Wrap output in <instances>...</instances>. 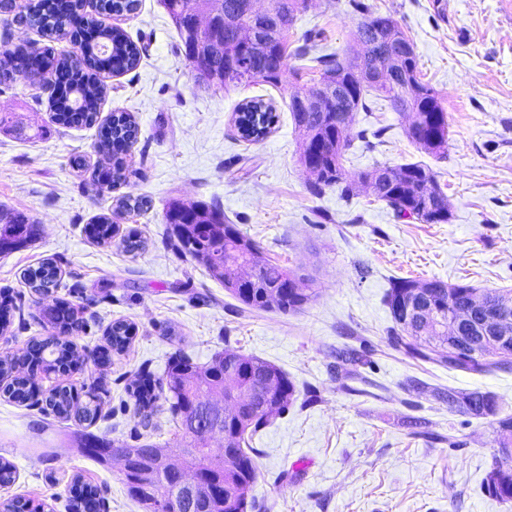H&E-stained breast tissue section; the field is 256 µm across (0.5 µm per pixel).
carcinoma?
I'll return each instance as SVG.
<instances>
[{"instance_id": "1", "label": "carcinoma", "mask_w": 512, "mask_h": 512, "mask_svg": "<svg viewBox=\"0 0 512 512\" xmlns=\"http://www.w3.org/2000/svg\"><path fill=\"white\" fill-rule=\"evenodd\" d=\"M243 0H224V14L231 23L224 28V44L209 52L204 60L208 73L219 80L202 87L226 90L259 82L279 88L288 83V45L286 34L297 16L306 9V0H273V13L263 17L245 12ZM181 40L179 48L185 57L193 52L194 34L191 19L213 9L215 0H160ZM351 12L360 16L352 40L343 54H312L313 46L298 48V55L310 57L319 78L303 92L291 96L289 111L300 135L299 160H304L308 146L319 150L318 169L310 172L309 191L314 196L325 189L338 187L345 198L353 195L358 182L374 183L378 200L403 217L426 224H445L450 219L448 204L433 171L420 163L400 166L376 165L358 173L343 165L352 147L351 126L356 112L367 110V97L374 94L387 100L397 112H410L416 120L407 131L418 149L437 154L448 148V122L436 93L419 77V63L414 46L387 16L376 14L365 0H348ZM83 0H28L23 11H16L14 0H0V26L9 36L13 24L36 30L48 41L67 32L73 39L87 34L90 42L79 43V50L58 53L49 44L38 49V57L26 47L6 48L0 58V89L14 84H52L66 87L68 95L48 99V107L56 124L64 127H97L100 146L111 153L107 166V186L115 189L127 183L132 171L125 165L124 155L137 141L138 126L126 112H117L100 120V101L104 86L99 78L105 61L112 69L129 71L137 67L141 49L127 34L108 23L112 16L134 13L139 0H96L94 12L83 14ZM388 73V83L375 81L374 75ZM314 100L306 111L299 97ZM273 109L260 100L242 104L236 117L241 137L257 141L265 137L277 123ZM167 239L176 252L207 268L211 276L224 283V288L252 310L277 309L283 313L302 310L313 299L302 297L290 287L294 269L273 265L264 249L246 237L236 225L224 218V209L215 203L198 201L187 205L170 200L163 214ZM37 235V224L21 212L0 210V254L8 255L26 247ZM60 269L45 262L28 269L24 284L38 294L57 287ZM420 282L408 278L391 281L386 304L399 331L394 340L411 357L439 363L450 369L489 372L509 363L511 345L506 352H496L480 342V326L469 327L466 350L477 352L451 356L434 347L418 334V326L408 330L401 324L396 309L397 297ZM428 285L440 289L435 296V315L444 319L470 309L477 289L469 284H447L432 280ZM47 323L58 330L30 341L26 352L17 357L0 359V393L14 402H25L34 396L38 375L67 371L75 360V347L69 336L82 333L87 323L68 302L59 301L47 312ZM133 327L115 321L106 330L105 344L96 348L94 357L101 364L111 361L112 354L123 353L129 346ZM337 366L370 363L364 352L344 349L336 353ZM261 388L266 391L262 402L242 403L224 410L215 403L238 392ZM137 411L148 418L159 400L169 404L177 423L185 463L204 477L209 491L193 496L178 485L177 477L168 472L161 458L163 449L149 440L133 443L110 440L88 430L98 418L102 398L91 389L79 396L71 388L55 387L45 398V409L62 420L74 419L76 428L70 436L83 454L101 465L110 464L119 455L127 462L122 471L130 497L144 512H247L253 507L249 491L257 478L255 449L242 445L274 417L288 412L297 399L298 390L288 376L275 365L237 352H224L206 365L176 352L162 377L154 380L141 375L128 388ZM451 406L467 414L497 415V402L488 393H461L448 390ZM220 425L231 451L223 454L210 448V429ZM512 460V442L499 441L498 456L488 474L487 491L495 498L512 501V470L505 463ZM73 512H100L102 489L76 478L71 486Z\"/></svg>"}]
</instances>
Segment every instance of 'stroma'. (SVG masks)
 <instances>
[{
	"mask_svg": "<svg viewBox=\"0 0 512 512\" xmlns=\"http://www.w3.org/2000/svg\"><path fill=\"white\" fill-rule=\"evenodd\" d=\"M413 43L421 78L437 93L448 120V149L439 156L407 138L408 115L369 99L357 112L349 171L418 162L433 170L447 202L445 224L397 217L371 190L344 198L308 191L300 139L288 103L314 77L298 58L299 38L317 50L344 51L359 23L345 0H309L287 36L288 63L298 70L281 88L258 83L229 91L200 88L178 49L179 37L159 0H140L112 17L145 51L139 66L104 76L102 115L128 112L139 127L125 160L134 176L122 193L145 198L146 210L112 215L114 195L92 172L101 166L93 128L51 121L43 90L17 84L0 93V116L29 138L0 132V207L40 226L29 247L0 255V301L8 326L0 357L20 355L41 333L45 312L68 301L89 323L74 343L94 349L107 327L134 328L127 352L109 366L85 360L63 379L107 393L92 432L123 441L139 435L179 457L165 405L149 422L134 412L127 388L138 374L162 375L175 351L206 364L224 350L281 368L298 399L254 438L258 478L250 495L259 512H512L486 489L498 449L496 419L512 416V364L490 373L463 372L409 357L389 342L394 325L385 297L392 279L466 282L481 291H512V0H368ZM260 99L278 122L263 140L242 139L239 106ZM82 158L76 167L74 158ZM220 202L225 216L260 243L270 263L310 274L314 299L301 311H249L201 265L167 244L163 209L170 199ZM111 214L119 233L107 244L91 236L96 216ZM145 243L128 252L122 237ZM57 263L52 294L30 292L28 267ZM343 348L368 350L370 365L336 368ZM491 393L497 416L449 406L447 390ZM43 404L0 397V459L16 480L0 487V504L20 496L45 512H72L74 476L105 487L102 512H142L122 482L120 463L102 467L69 438L71 422L44 415ZM457 447H449V439Z\"/></svg>",
	"mask_w": 512,
	"mask_h": 512,
	"instance_id": "35a3bbf8",
	"label": "stroma"
}]
</instances>
